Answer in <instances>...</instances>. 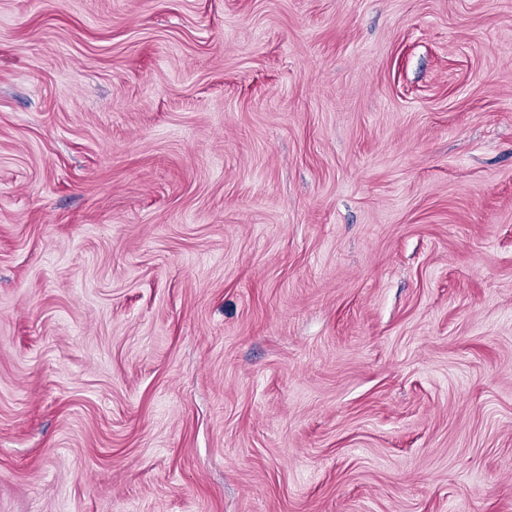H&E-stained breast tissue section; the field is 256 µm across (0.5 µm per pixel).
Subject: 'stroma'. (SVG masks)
<instances>
[{
    "mask_svg": "<svg viewBox=\"0 0 512 512\" xmlns=\"http://www.w3.org/2000/svg\"><path fill=\"white\" fill-rule=\"evenodd\" d=\"M0 512H512V0H0Z\"/></svg>",
    "mask_w": 512,
    "mask_h": 512,
    "instance_id": "stroma-1",
    "label": "stroma"
}]
</instances>
